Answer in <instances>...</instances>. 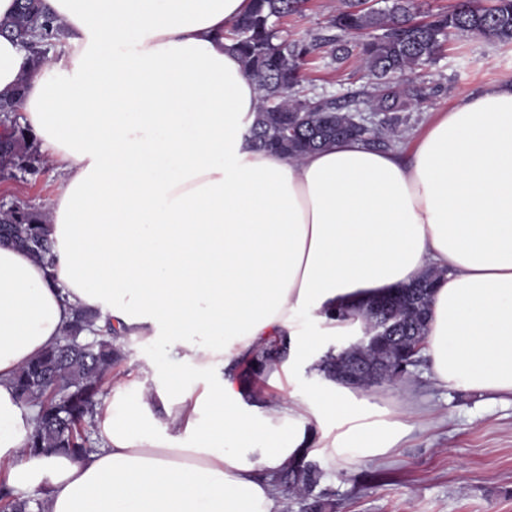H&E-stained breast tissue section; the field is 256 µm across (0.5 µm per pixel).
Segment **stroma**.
<instances>
[{"mask_svg": "<svg viewBox=\"0 0 512 512\" xmlns=\"http://www.w3.org/2000/svg\"><path fill=\"white\" fill-rule=\"evenodd\" d=\"M339 4L307 0L302 13L282 18L279 26L291 38L327 33ZM305 77L306 93L339 100L367 84L357 58L339 64L324 49L311 58ZM416 81L431 93L411 105L410 124L398 142L403 152L459 90L511 82L512 46L452 37L439 62L418 71ZM56 187L51 167L42 163L16 178L0 179V200L35 206ZM365 393L388 417L404 419L413 431L385 458L347 463L321 451L325 436L337 433L334 420L315 426L308 458L322 471L318 490L334 512H512L511 400L436 385L425 362L402 381L375 385Z\"/></svg>", "mask_w": 512, "mask_h": 512, "instance_id": "35a3bbf8", "label": "stroma"}]
</instances>
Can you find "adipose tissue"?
Listing matches in <instances>:
<instances>
[{"instance_id": "ef3b65f1", "label": "adipose tissue", "mask_w": 512, "mask_h": 512, "mask_svg": "<svg viewBox=\"0 0 512 512\" xmlns=\"http://www.w3.org/2000/svg\"><path fill=\"white\" fill-rule=\"evenodd\" d=\"M62 55L0 36V93L59 182L44 204L52 263L0 246V464L48 512H281L275 478L336 420L331 458L373 459L407 433L324 378L318 393L250 402L229 370L277 336L284 374H319L306 326L440 270L422 351L432 379L512 399V82L461 91L409 160L340 140L299 158L256 150L260 97L224 31L252 0H46ZM100 312L160 353L116 380L102 442L33 457L36 411L12 381ZM195 385H187L186 376Z\"/></svg>"}]
</instances>
